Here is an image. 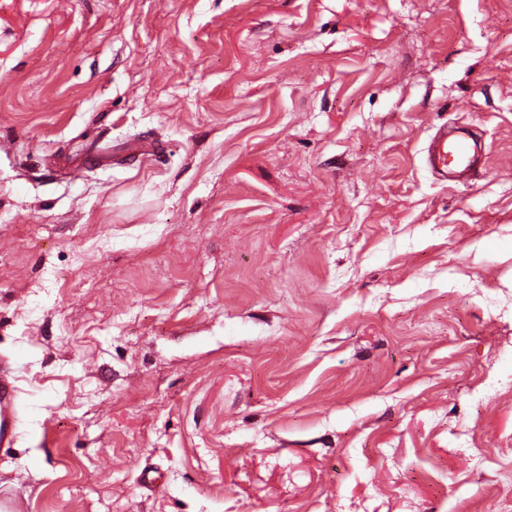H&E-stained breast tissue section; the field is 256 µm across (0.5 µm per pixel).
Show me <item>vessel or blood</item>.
Masks as SVG:
<instances>
[{
    "instance_id": "vessel-or-blood-1",
    "label": "vessel or blood",
    "mask_w": 512,
    "mask_h": 512,
    "mask_svg": "<svg viewBox=\"0 0 512 512\" xmlns=\"http://www.w3.org/2000/svg\"><path fill=\"white\" fill-rule=\"evenodd\" d=\"M485 145L467 127H440L426 148L425 163L440 181L466 184L475 177ZM18 422L17 401L8 368L0 369V447L8 444Z\"/></svg>"
}]
</instances>
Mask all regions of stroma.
<instances>
[{
    "instance_id": "obj_1",
    "label": "stroma",
    "mask_w": 512,
    "mask_h": 512,
    "mask_svg": "<svg viewBox=\"0 0 512 512\" xmlns=\"http://www.w3.org/2000/svg\"><path fill=\"white\" fill-rule=\"evenodd\" d=\"M1 357L27 512H512V0H0ZM485 145L466 126L448 132V125L441 126L426 147L425 163L432 174L443 182L448 177L460 184H468L475 177Z\"/></svg>"
}]
</instances>
